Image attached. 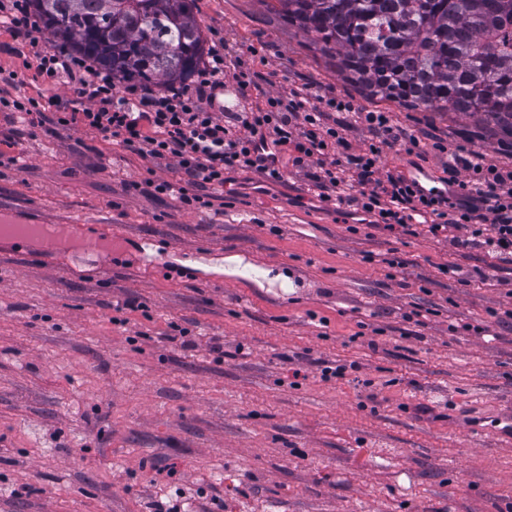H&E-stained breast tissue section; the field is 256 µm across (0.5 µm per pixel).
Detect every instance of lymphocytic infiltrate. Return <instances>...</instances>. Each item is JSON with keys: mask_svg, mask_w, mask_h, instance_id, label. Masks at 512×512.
Returning a JSON list of instances; mask_svg holds the SVG:
<instances>
[{"mask_svg": "<svg viewBox=\"0 0 512 512\" xmlns=\"http://www.w3.org/2000/svg\"><path fill=\"white\" fill-rule=\"evenodd\" d=\"M0 30L24 50L23 66L34 70L45 86L63 83L71 101L55 97L11 98L17 71L0 68V109L11 124L26 128L82 126L149 163L172 160L184 176L183 185L154 184V194H167L186 206L212 207L226 173L255 170L277 181L282 166L267 167L259 146L270 143L293 151L294 167L308 169L323 200L354 204L374 215L387 229L427 226L433 236L459 229L455 246L484 245L512 256V171L485 164L481 154H451L449 175L466 170L467 181L448 194L424 193L400 175L382 174L384 148L417 141L387 113L372 112L339 97L313 94L310 88L267 98L265 105L225 120L214 111L225 79L247 86L257 73H227L224 47L216 45L193 86L155 92L139 85L117 86L111 73L89 65L85 56L64 47H46L29 0H0ZM367 129L372 140L351 151L346 133Z\"/></svg>", "mask_w": 512, "mask_h": 512, "instance_id": "1", "label": "lymphocytic infiltrate"}]
</instances>
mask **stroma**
Instances as JSON below:
<instances>
[{"mask_svg": "<svg viewBox=\"0 0 512 512\" xmlns=\"http://www.w3.org/2000/svg\"><path fill=\"white\" fill-rule=\"evenodd\" d=\"M191 8L207 45L260 76L244 92L227 83L225 111L313 84L419 139L385 149L395 174L443 186L454 149L512 168L511 132L367 103L267 0ZM12 129L0 117V203L19 219L110 220L124 261L72 251L50 268L0 246V512L206 498L213 512H512V447L492 427L512 396L511 262L422 225L372 228L293 167L279 183L229 174L217 215L124 191L150 173L176 180L171 162L146 167L79 126ZM166 248L171 273L144 266ZM230 256L262 276L230 273ZM336 365L344 376L323 380ZM473 410L479 434L454 423Z\"/></svg>", "mask_w": 512, "mask_h": 512, "instance_id": "obj_1", "label": "stroma"}]
</instances>
